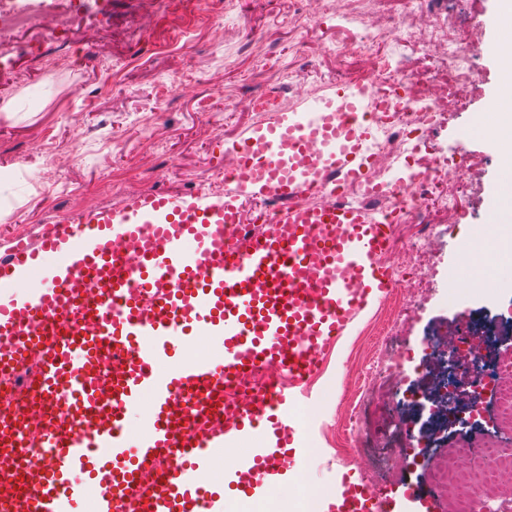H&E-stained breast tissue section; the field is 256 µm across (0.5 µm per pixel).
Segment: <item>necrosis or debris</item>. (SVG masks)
<instances>
[{
  "label": "necrosis or debris",
  "mask_w": 512,
  "mask_h": 512,
  "mask_svg": "<svg viewBox=\"0 0 512 512\" xmlns=\"http://www.w3.org/2000/svg\"><path fill=\"white\" fill-rule=\"evenodd\" d=\"M84 5L85 0H0V30L29 27L54 37L62 33L70 16ZM343 21L358 28L353 48L367 61L365 73L345 78V85H361L373 93H393L394 109L388 113H369L374 128L371 160L358 180L345 183L339 191L331 187L319 195L299 196L298 201L308 205L341 201L378 218L392 220L398 226L412 223L411 233H396L395 240L407 266L416 268L418 274L413 278L398 274L396 283L414 302L428 287L433 236L452 222L470 194V177L446 182L447 160L424 152L423 143L425 136L440 126L474 79L471 29L463 21L446 27L432 22L428 25L427 37L423 38L398 17L380 24L367 17L348 14ZM386 43L414 47L425 57L429 56L433 45L444 46L446 57L437 76L447 88L446 95L434 96L423 74L402 55L380 53V46ZM408 159L413 165L407 182L400 187L392 186L384 177L385 170ZM446 348L450 362H462L479 378L475 384L464 381L456 384V392L465 395L470 413H478L481 385L490 383L500 400L501 418L512 428V357L497 362L494 368H486L485 346L475 345L459 334L448 338ZM402 364L399 353L389 350L386 344H378L362 374V401L374 400L385 407L393 405L396 394L381 392L375 379L381 374L400 371ZM453 458V463L448 465L431 464L430 471L432 478L452 496L455 512H512L511 496L491 495L484 502H477L472 486L458 481L456 466L458 460H469L478 483L493 486L503 467L512 468V457L488 444L480 448L460 446L454 449Z\"/></svg>",
  "instance_id": "obj_1"
}]
</instances>
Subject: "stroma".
<instances>
[{
	"label": "stroma",
	"mask_w": 512,
	"mask_h": 512,
	"mask_svg": "<svg viewBox=\"0 0 512 512\" xmlns=\"http://www.w3.org/2000/svg\"><path fill=\"white\" fill-rule=\"evenodd\" d=\"M498 6L499 0H392V11L420 22H471L474 81L462 105L430 133L426 148L449 158L450 181L465 174L466 161L480 165L456 223L433 242L430 290L387 338L405 353L408 367L396 405L369 414L366 435L336 428L352 403L346 384L369 360L375 332L389 313L383 300L339 343L311 385V402L293 410L310 430L295 468L319 500L335 492L325 463L341 453L360 454L378 480L397 481L388 461L405 431L415 434L410 447L434 461L447 459L464 439L512 448V433L498 423L494 393L486 394L475 421L449 431L431 421L428 390L444 365L442 354L430 348L439 337L488 323L496 352L512 353V285H448L449 276L461 271L460 242L479 233L497 204L496 186L505 182L502 155L482 131L487 104L501 85L493 52ZM304 7L305 0H208L203 9L192 0H107L101 10L88 0L61 36L6 33L16 51L0 57V247L92 209L118 210L139 196L206 189L208 175L224 164L225 149L271 119L232 111L238 96L278 89L286 113L335 97L329 78L364 68L350 50L356 30L340 19L344 0H330L316 27L300 30L294 21ZM148 14L156 22L144 33L139 21ZM218 22L223 28L216 33ZM300 76L311 88L296 101L287 88ZM175 79L187 83L186 94L173 92ZM164 164L171 167L168 175H152L153 166Z\"/></svg>",
	"instance_id": "35a3bbf8"
}]
</instances>
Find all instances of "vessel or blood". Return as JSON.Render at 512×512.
<instances>
[{"instance_id":"vessel-or-blood-1","label":"vessel or blood","mask_w":512,"mask_h":512,"mask_svg":"<svg viewBox=\"0 0 512 512\" xmlns=\"http://www.w3.org/2000/svg\"><path fill=\"white\" fill-rule=\"evenodd\" d=\"M335 112L312 107L238 142L240 164L224 195H149L124 208L46 224L0 256V380L22 377L28 419L0 403V503L9 512H77L86 477L98 479L94 512H224L206 493L210 451L250 442L224 472L229 489L277 488L306 430L290 419L297 382L360 316L396 286L384 258L392 227L343 204L301 205L329 178L358 177L370 125L359 92L339 89ZM274 196L276 218L228 248L224 227L246 198ZM221 343V358L159 366L188 339ZM295 381L255 389L230 418L211 406L261 366ZM149 405L147 432L130 413ZM23 448H44L39 465ZM152 467L160 481L143 486ZM323 512H394L402 499L438 512L408 481L373 485L349 474Z\"/></svg>"}]
</instances>
